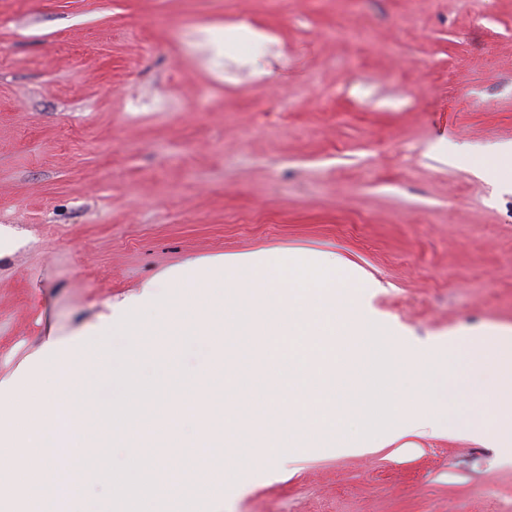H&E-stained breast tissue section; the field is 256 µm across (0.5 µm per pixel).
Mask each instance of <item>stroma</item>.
I'll list each match as a JSON object with an SVG mask.
<instances>
[{
  "label": "stroma",
  "mask_w": 512,
  "mask_h": 512,
  "mask_svg": "<svg viewBox=\"0 0 512 512\" xmlns=\"http://www.w3.org/2000/svg\"><path fill=\"white\" fill-rule=\"evenodd\" d=\"M506 143L512 0H0V381L164 272L270 246L346 259L386 323L493 373ZM485 424L301 448L220 512H512Z\"/></svg>",
  "instance_id": "1"
}]
</instances>
